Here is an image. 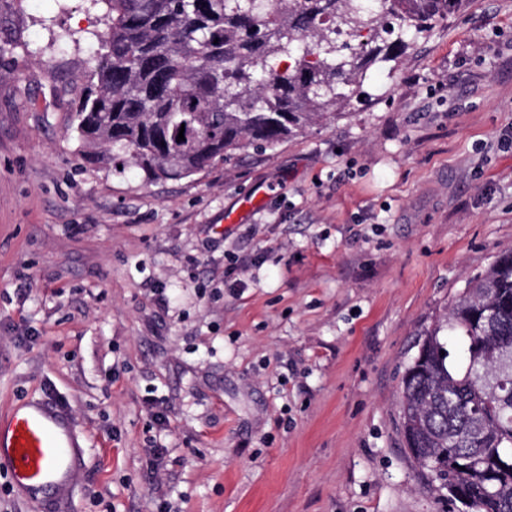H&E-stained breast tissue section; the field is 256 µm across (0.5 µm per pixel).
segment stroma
<instances>
[{
  "mask_svg": "<svg viewBox=\"0 0 512 512\" xmlns=\"http://www.w3.org/2000/svg\"><path fill=\"white\" fill-rule=\"evenodd\" d=\"M106 11L0 0V414L66 409V512H454L400 382L512 248V0L407 35L308 134L150 184L72 132Z\"/></svg>",
  "mask_w": 512,
  "mask_h": 512,
  "instance_id": "obj_1",
  "label": "stroma"
}]
</instances>
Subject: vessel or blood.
<instances>
[{
    "label": "vessel or blood",
    "mask_w": 512,
    "mask_h": 512,
    "mask_svg": "<svg viewBox=\"0 0 512 512\" xmlns=\"http://www.w3.org/2000/svg\"><path fill=\"white\" fill-rule=\"evenodd\" d=\"M77 452L67 414L49 403L22 404L0 418V466L28 496L52 490L57 502L68 499Z\"/></svg>",
    "instance_id": "vessel-or-blood-1"
}]
</instances>
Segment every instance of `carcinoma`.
<instances>
[{
  "mask_svg": "<svg viewBox=\"0 0 512 512\" xmlns=\"http://www.w3.org/2000/svg\"><path fill=\"white\" fill-rule=\"evenodd\" d=\"M92 33L96 79L74 132L83 158L147 182L187 179L248 147L271 149L338 115L383 46L372 0H104ZM402 28L427 32L465 0H387ZM372 32L351 57L337 37ZM185 140L177 141L179 131ZM404 447L465 512H512V249L420 335L401 382Z\"/></svg>",
  "mask_w": 512,
  "mask_h": 512,
  "instance_id": "obj_1",
  "label": "carcinoma"
}]
</instances>
